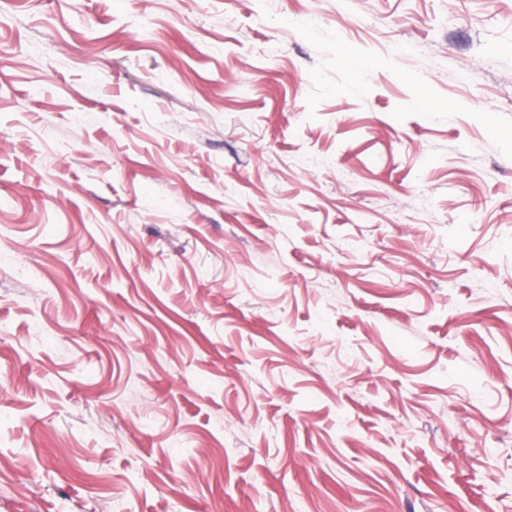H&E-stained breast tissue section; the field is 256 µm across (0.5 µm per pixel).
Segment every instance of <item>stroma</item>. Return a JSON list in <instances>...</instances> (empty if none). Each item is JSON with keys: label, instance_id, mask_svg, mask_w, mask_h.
Wrapping results in <instances>:
<instances>
[{"label": "stroma", "instance_id": "stroma-1", "mask_svg": "<svg viewBox=\"0 0 512 512\" xmlns=\"http://www.w3.org/2000/svg\"><path fill=\"white\" fill-rule=\"evenodd\" d=\"M0 512H512V0H0Z\"/></svg>", "mask_w": 512, "mask_h": 512}]
</instances>
